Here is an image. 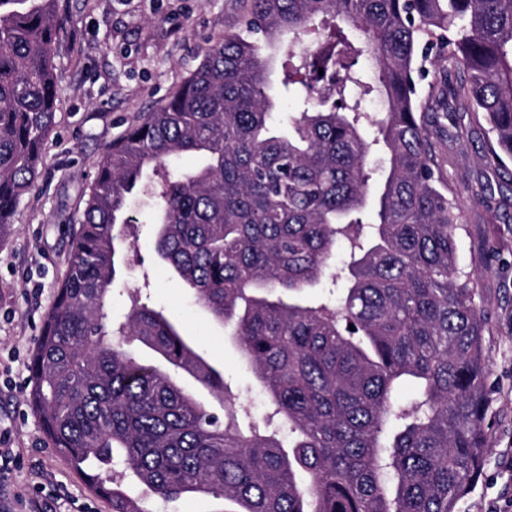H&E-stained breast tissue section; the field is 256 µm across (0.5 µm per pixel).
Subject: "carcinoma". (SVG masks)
Segmentation results:
<instances>
[{
  "label": "carcinoma",
  "instance_id": "carcinoma-1",
  "mask_svg": "<svg viewBox=\"0 0 512 512\" xmlns=\"http://www.w3.org/2000/svg\"><path fill=\"white\" fill-rule=\"evenodd\" d=\"M67 22L58 0H0V238L56 125ZM239 25L98 160L29 365L30 402L60 456L86 477L112 473V512L196 495L232 512H457L487 452V318L424 116L466 104L493 136L484 159H512V0H240ZM274 45L303 105L286 128L267 93ZM432 52L463 76L424 102ZM365 53L373 81L357 67ZM373 94L386 111L361 110ZM195 154L203 166L170 168ZM139 192L156 200L157 255L231 329L281 433L241 422L224 373L164 310L135 303L114 324ZM342 245L336 305L312 302Z\"/></svg>",
  "mask_w": 512,
  "mask_h": 512
}]
</instances>
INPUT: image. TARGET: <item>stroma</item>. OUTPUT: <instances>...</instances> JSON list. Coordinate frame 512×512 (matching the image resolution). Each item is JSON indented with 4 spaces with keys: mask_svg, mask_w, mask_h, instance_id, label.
Instances as JSON below:
<instances>
[{
    "mask_svg": "<svg viewBox=\"0 0 512 512\" xmlns=\"http://www.w3.org/2000/svg\"><path fill=\"white\" fill-rule=\"evenodd\" d=\"M239 0H59L71 19L55 59L56 127L42 148L41 176L20 202L15 232L0 240V512H111L83 475L63 464L29 404V360L49 312L95 163L142 113L162 105L199 64L211 41L233 26ZM428 119L436 160L464 206L456 231L462 267L478 276L477 306L488 317V451L459 512H512V161L482 159L490 133L466 109ZM153 201L134 198L136 248L112 293L124 316L131 292L175 316L197 350L252 418L266 400L227 330L208 320L154 252Z\"/></svg>",
    "mask_w": 512,
    "mask_h": 512,
    "instance_id": "35a3bbf8",
    "label": "stroma"
}]
</instances>
